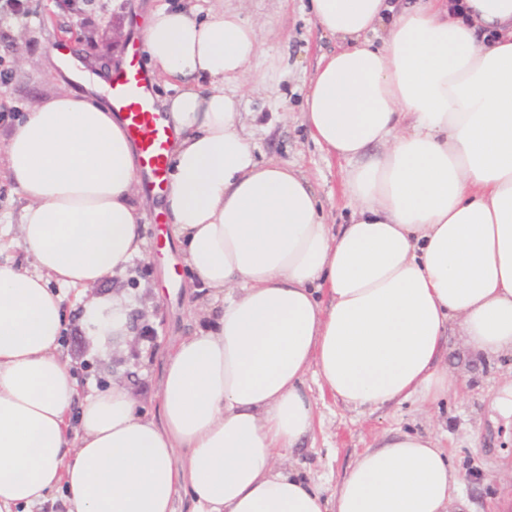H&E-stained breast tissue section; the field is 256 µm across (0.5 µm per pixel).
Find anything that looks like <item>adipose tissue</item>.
Segmentation results:
<instances>
[{"label": "adipose tissue", "mask_w": 512, "mask_h": 512, "mask_svg": "<svg viewBox=\"0 0 512 512\" xmlns=\"http://www.w3.org/2000/svg\"><path fill=\"white\" fill-rule=\"evenodd\" d=\"M149 10L150 66L180 83L160 204L212 321L168 347L158 418L127 384L82 392L60 351L62 288L107 347L127 314L100 286L144 253L138 153L94 79L35 103L0 139L26 201L34 269L0 261V512H464L436 437L358 454L332 492L287 470L310 435L304 387L355 410L456 390L449 330L512 356V0H309L340 41L312 73L303 118L347 161L351 223H326L309 178L260 162L238 129L265 81V22L233 0ZM377 147L367 156L368 147Z\"/></svg>", "instance_id": "obj_1"}]
</instances>
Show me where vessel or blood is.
<instances>
[{"instance_id":"1","label":"vessel or blood","mask_w":512,"mask_h":512,"mask_svg":"<svg viewBox=\"0 0 512 512\" xmlns=\"http://www.w3.org/2000/svg\"><path fill=\"white\" fill-rule=\"evenodd\" d=\"M152 89V75L132 59L114 71L108 96L113 111L125 115L126 130L137 147L148 189L158 192L166 181L174 133L157 110Z\"/></svg>"}]
</instances>
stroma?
Wrapping results in <instances>:
<instances>
[{"label":"stroma","instance_id":"1","mask_svg":"<svg viewBox=\"0 0 512 512\" xmlns=\"http://www.w3.org/2000/svg\"><path fill=\"white\" fill-rule=\"evenodd\" d=\"M180 0H77L73 10H57L54 22L42 19L43 0H24L26 13L17 15L15 0H0V109L7 120L23 116L28 107L59 93L50 70L59 41L56 29L81 23L87 39L70 45V53L92 70L102 62L119 67L129 41L140 39L144 15L159 4ZM246 16H262L270 30L262 35V50L281 59L275 88L246 87L240 123L259 160L296 165L310 179L322 200L326 220L350 223L354 207L343 193L344 161L329 157L314 143L302 118L309 78L321 56L335 53L338 41L323 36L309 12L308 0H246ZM146 247L124 273L104 286L136 318L135 336L119 351H103L70 323L63 349L76 362V376L85 390H102L115 382L132 384L137 408L146 416L159 413L155 397L162 374V346L189 335L204 313H186L184 285L190 273L156 196L141 209ZM457 378L455 394L426 405L409 399L401 405L356 412L321 394L314 376L305 385L315 401V429L288 464L307 481L332 491L353 465L358 453L384 436L399 432L434 433L453 454L462 476L461 492L472 512H488L500 495L499 478L512 468V414L495 403L503 385L512 380V358L477 363L454 351L447 359Z\"/></svg>","mask_w":512,"mask_h":512}]
</instances>
